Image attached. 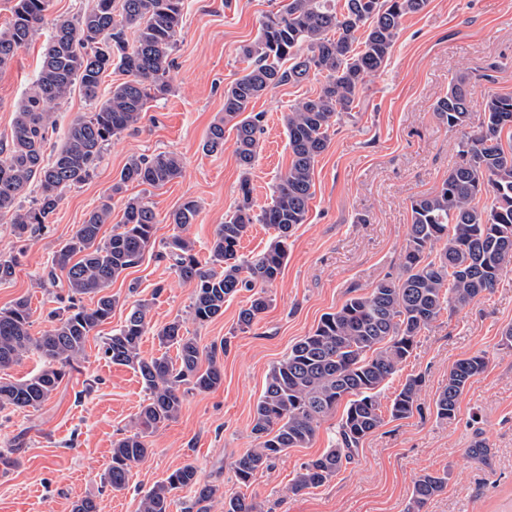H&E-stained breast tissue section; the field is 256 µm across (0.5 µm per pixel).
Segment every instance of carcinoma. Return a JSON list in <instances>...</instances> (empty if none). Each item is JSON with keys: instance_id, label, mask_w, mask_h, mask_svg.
<instances>
[{"instance_id": "1", "label": "carcinoma", "mask_w": 512, "mask_h": 512, "mask_svg": "<svg viewBox=\"0 0 512 512\" xmlns=\"http://www.w3.org/2000/svg\"><path fill=\"white\" fill-rule=\"evenodd\" d=\"M427 2L345 0L339 9L335 0H276L264 16L258 37L242 49L253 64L224 91V120L210 127L202 146L208 153L224 150V126L233 123L242 169L239 199L216 227L211 266L201 265L194 242L180 233L165 244L164 257L177 275L195 283L193 320L204 324L221 316L224 303L242 290L252 295L249 306L239 312L240 329L250 328L266 310V288L288 260V237L306 220L314 167L330 144V131L352 111L367 79L385 67L405 17L422 11ZM50 6L51 0H15L12 19L0 30V72L35 36ZM183 10L184 0H95L91 10L55 20L37 76L16 111L11 140L0 147V216H10L17 238L25 241L45 228L63 192L85 182L105 146L137 129L149 104L170 91L168 74ZM114 66L126 79L103 94V76ZM312 75L323 78L320 90L284 116L291 163L273 185L270 202L257 210L248 174L256 161L264 113H249L248 105L280 85L301 83ZM75 86L95 110L71 121L47 162L53 105ZM435 113L462 133L459 161L437 191L411 200L400 273L324 314L271 367L253 412L251 431L259 447L235 463L240 485L250 486L259 470L288 449L307 447L321 421L341 406L331 448L303 463L288 491L298 494L327 483L385 418L406 419L418 409L420 376L408 378L385 411L380 397L412 354L420 333L443 311L466 306L512 271V95H489L480 129L470 132L469 78L461 75L438 98ZM183 168L175 152L129 159L99 205L53 256L50 275L64 272L65 284L56 296L58 307L48 313L47 330L32 332V308L25 297L0 309V371L31 354L42 360L38 373L0 382V410L38 408L66 374L80 368L89 336L112 318L116 298L107 289L139 263L153 244L158 223L149 202L128 197L121 223L102 237V226L112 222V200L130 183L163 186L181 176ZM33 184L38 198L24 209L20 200ZM484 196L491 203L481 206ZM198 213V202L187 199L170 213L169 221L183 229ZM254 224L270 226L275 236L264 251L248 259L239 254V246ZM87 297L93 300L90 306L84 303ZM148 315L149 303L133 305L101 347L112 363L138 373L149 391L134 429L113 442L104 482L114 492L126 488L133 466L150 453L146 437L178 416L185 393L212 391L224 376L220 354L227 345L202 350L196 337L182 332L178 319L156 333L161 347L176 349L175 358L165 352L143 357L140 346L150 329ZM485 367L480 354L454 363L435 400L438 418H456L462 394ZM447 486L446 471L417 475L407 512H424ZM184 489L194 491L198 504L219 492L217 486L201 483L197 467L188 463L156 484L141 500L139 512H169L174 493ZM224 512L259 508L237 494L224 498Z\"/></svg>"}]
</instances>
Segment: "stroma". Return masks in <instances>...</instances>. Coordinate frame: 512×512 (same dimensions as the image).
I'll return each mask as SVG.
<instances>
[{"label":"stroma","mask_w":512,"mask_h":512,"mask_svg":"<svg viewBox=\"0 0 512 512\" xmlns=\"http://www.w3.org/2000/svg\"><path fill=\"white\" fill-rule=\"evenodd\" d=\"M91 4L52 0L49 21L0 73V142L9 140L17 107L36 77L52 18L76 15ZM272 8L271 0H185L171 90L152 102L139 130L112 140L90 178L64 194L40 234L18 242L8 220H0V257L19 259L14 278L0 283V309L28 297L38 333L47 329L54 306V289L46 282L54 252L83 224L127 160L164 151L184 160L181 177L163 187L127 188L153 206L155 243L113 281L109 292L117 303L109 322L90 336L82 372L65 377L38 409L0 410V448L13 449L16 459L0 470V512H72L85 497L95 499L99 512H138L149 489L187 463L220 489L208 512H224L225 498L242 492L262 512H406L415 476L442 471L448 486L425 512H512V350L501 344L503 329L512 324V273L422 331L382 394L390 402L408 377L422 376L418 410L386 421L329 482L297 495L288 491L300 466L330 448L335 414L322 421L308 447L288 449L249 488L235 478V461L258 445L253 409L270 368L324 314L398 274L411 200L434 193L458 160L461 133L434 112L450 79L474 77V130L484 96L512 94V0H428L423 11L405 18L386 67L367 83L319 157L307 220L288 240V262L267 290L268 308L250 329L240 330L238 312L249 298L243 291L225 302L223 315L199 324L189 313L194 283L180 279L156 254L175 232L169 214L191 198L200 210L183 233L194 240L201 264L210 262L215 228L235 206L246 174L234 153L233 129L224 132L222 152L205 153L202 144L224 116L225 89L250 65L243 46L256 39ZM320 86L317 77L284 84L250 104V111L264 115L257 159L246 175L256 207L269 202L291 162L284 115ZM141 300L151 305L153 330L177 319L201 347L226 343L224 379L213 391L185 395L177 418L148 436L151 452L134 467L128 486L114 492L104 483L112 444L134 425L148 392L132 368L112 364L100 348ZM479 352L487 367L462 395L456 419L437 418L435 400L449 369ZM478 433L490 448L486 464L464 454Z\"/></svg>","instance_id":"35a3bbf8"}]
</instances>
